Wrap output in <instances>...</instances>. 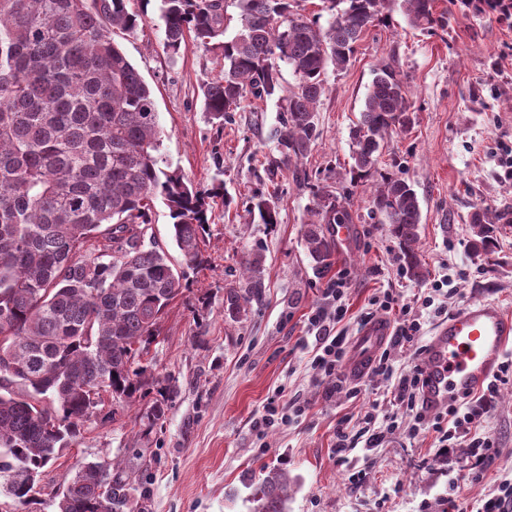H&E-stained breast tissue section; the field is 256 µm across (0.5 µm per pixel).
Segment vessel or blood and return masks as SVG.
<instances>
[{
  "label": "vessel or blood",
  "mask_w": 512,
  "mask_h": 512,
  "mask_svg": "<svg viewBox=\"0 0 512 512\" xmlns=\"http://www.w3.org/2000/svg\"><path fill=\"white\" fill-rule=\"evenodd\" d=\"M390 334L387 322L367 324L348 348L347 376L368 375L374 358ZM512 344V314L496 302L475 300L452 313L434 330L422 354L420 398L433 411L452 396L474 393L499 372L505 349Z\"/></svg>",
  "instance_id": "b4317fda"
}]
</instances>
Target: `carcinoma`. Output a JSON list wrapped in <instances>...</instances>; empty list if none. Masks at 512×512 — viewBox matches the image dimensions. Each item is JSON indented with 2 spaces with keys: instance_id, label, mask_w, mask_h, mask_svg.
<instances>
[{
  "instance_id": "cac0c4a2",
  "label": "carcinoma",
  "mask_w": 512,
  "mask_h": 512,
  "mask_svg": "<svg viewBox=\"0 0 512 512\" xmlns=\"http://www.w3.org/2000/svg\"><path fill=\"white\" fill-rule=\"evenodd\" d=\"M400 2L411 26L445 30L454 12L512 18V0H323L328 25L299 12L298 0H232L236 33L225 38L227 0H156L166 49L192 40L220 60L203 86L204 105L220 123L249 98L281 88L280 63L295 76L275 137L283 165L306 158L320 137L316 106L328 64L345 69L356 43ZM127 0H0V336L25 369L0 383V495L17 512L41 504L29 481L68 447L93 415L94 397L134 401L142 394L143 363L166 309L185 288L151 229L154 202L164 203L186 265L206 262L210 200L182 174L163 168L153 92L113 38L132 32L142 15ZM408 91L388 64L375 72L352 130L349 184L371 177L386 135L411 122ZM313 208L304 240L316 272L331 265L336 239L326 224L353 217L331 185H312ZM276 192L253 197L247 213L279 223ZM371 212L390 226L410 277L420 280L421 221L416 191L383 176ZM502 216L476 205L471 247L495 246ZM246 278L227 288L224 304L237 315L262 297L264 257L244 260ZM108 469L112 495L101 492ZM131 476L120 464L85 462L64 479L56 512H138ZM288 476L272 472L256 485L253 512H286Z\"/></svg>"
}]
</instances>
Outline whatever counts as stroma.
Segmentation results:
<instances>
[{
	"label": "stroma",
	"instance_id": "obj_1",
	"mask_svg": "<svg viewBox=\"0 0 512 512\" xmlns=\"http://www.w3.org/2000/svg\"><path fill=\"white\" fill-rule=\"evenodd\" d=\"M144 19L116 40L152 88L163 129L161 154L170 169L206 190L220 184L206 239L207 266L186 269L187 289L169 306L151 344L148 361L158 378L149 398L171 390L157 425L140 417L144 401L117 404L114 418L94 414L76 441L42 470L41 512H53L52 496L82 463L108 459L136 476L143 512H252L250 495L272 469L288 475V512H442L447 498L481 506L501 477L512 478V382L501 385L479 427L499 450L494 465L474 476L465 445L439 454L431 425L414 427L403 408L390 403L389 380L359 381V392H328L310 364L315 338L308 318L334 313L328 290L346 275L347 312L336 331L355 336L375 295L393 291L407 303L433 296L422 312V335L410 350L392 351L395 373L421 364L422 352L448 312L470 301L499 303L512 314V172L502 167L512 148V22L460 18L428 35L402 12L374 23L348 67H328L326 91L316 112L320 137L307 158L282 167L279 222L252 223L253 196L267 190L264 165L278 157L274 137L281 95L249 99L231 121L217 123L204 108L202 85L220 67L193 42L178 54L165 48L164 25L154 5L129 0ZM390 64L409 90L413 122L387 138L378 174L405 179L422 207L419 255L425 276L409 277L388 225L369 215L373 183L351 188L349 209L357 234L337 247L325 275H317L304 229L311 218L310 186L298 172L319 177L344 173L351 164V128L359 117L374 72ZM484 204L508 217L494 254L470 248L469 215ZM265 256V293L239 317L224 307V289L241 277L253 249ZM300 402L305 413L287 425L256 426L269 400ZM392 425L381 447L356 445L347 467L336 463L340 421L359 428L368 410ZM361 472L359 482L349 471Z\"/></svg>",
	"mask_w": 512,
	"mask_h": 512
}]
</instances>
